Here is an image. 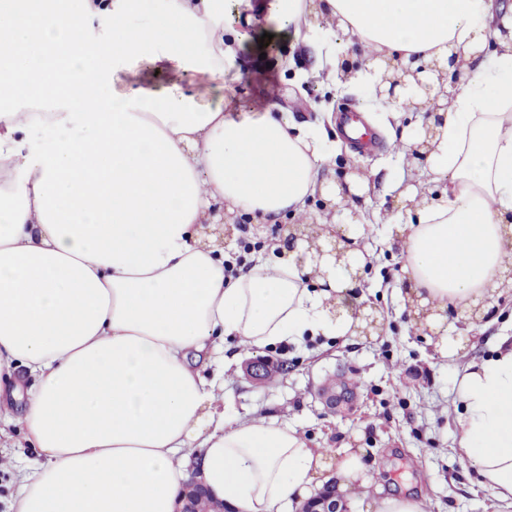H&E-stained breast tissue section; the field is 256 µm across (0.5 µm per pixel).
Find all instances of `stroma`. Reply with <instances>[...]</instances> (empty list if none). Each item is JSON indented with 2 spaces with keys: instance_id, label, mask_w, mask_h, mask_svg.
Instances as JSON below:
<instances>
[{
  "instance_id": "stroma-1",
  "label": "stroma",
  "mask_w": 512,
  "mask_h": 512,
  "mask_svg": "<svg viewBox=\"0 0 512 512\" xmlns=\"http://www.w3.org/2000/svg\"><path fill=\"white\" fill-rule=\"evenodd\" d=\"M327 29L316 18L297 35L277 21L258 17L223 78L212 81L210 103H225L227 110L247 116L255 100L270 90L274 101L286 106L288 117L298 122L334 121L344 108L378 120L387 106L370 86L329 78L341 59L358 67L363 60L343 35L329 36ZM202 79L198 71L174 63L127 58L104 91L112 95L141 87L163 96L191 91ZM394 139L390 127L371 153H354L344 143L331 151L320 172L325 184L349 179L354 167L371 175L361 201L351 210L337 214L319 209L313 197L304 216L239 215L228 238L224 225H207V232L219 235L225 253L246 249L274 261L289 255V227L307 223L318 235L326 222L363 225L371 258L360 270L355 302L375 311L381 323L369 337L306 339L264 350L266 358L287 361L288 374L263 383L246 380L238 369L225 372L224 410L242 418H278L301 430L315 448L362 449L366 465L381 478L349 498L350 512H372L379 493L396 494L405 486L423 502L424 512H512L480 486L476 468L459 456L451 402L455 376L466 363L487 358L500 342H512V287L496 290L493 309L477 325L459 326L453 313H443L440 330L463 339L455 348L442 349L426 328L416 326L408 307L409 273L399 240L389 237L386 228L403 220L400 193L415 187L438 193L448 180L435 178L424 161L398 158ZM339 371L357 380L359 387L351 403L332 412L318 392Z\"/></svg>"
}]
</instances>
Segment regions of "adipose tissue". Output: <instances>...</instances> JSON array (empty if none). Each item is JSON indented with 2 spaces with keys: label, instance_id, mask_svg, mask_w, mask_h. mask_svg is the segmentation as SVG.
I'll use <instances>...</instances> for the list:
<instances>
[{
  "label": "adipose tissue",
  "instance_id": "ef3b65f1",
  "mask_svg": "<svg viewBox=\"0 0 512 512\" xmlns=\"http://www.w3.org/2000/svg\"><path fill=\"white\" fill-rule=\"evenodd\" d=\"M0 0V373L36 378L15 422L38 452L8 512H177L201 483L230 512H290L319 481L374 483L358 449L308 447L295 426L231 419L224 346L351 335L343 265L255 260L224 275L200 243L217 210L301 215L320 191L327 131L268 105L235 117L209 84L151 101L101 95L126 58L223 76L236 52L225 0ZM294 29L311 14L381 58L471 63L448 88L426 162L449 176L420 195L401 238L417 292L464 314L512 269V14L492 0H265ZM318 272L321 289L304 276ZM217 365L215 376L205 369ZM458 446L512 505V346L469 363L453 389Z\"/></svg>",
  "mask_w": 512,
  "mask_h": 512
}]
</instances>
